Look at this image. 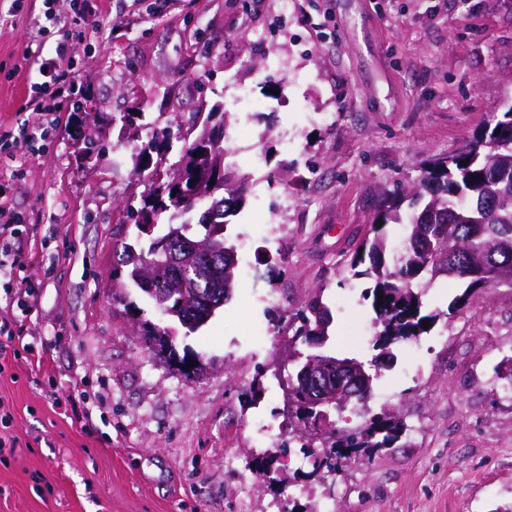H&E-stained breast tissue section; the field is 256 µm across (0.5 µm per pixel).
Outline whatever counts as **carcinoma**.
Listing matches in <instances>:
<instances>
[{"label": "carcinoma", "mask_w": 512, "mask_h": 512, "mask_svg": "<svg viewBox=\"0 0 512 512\" xmlns=\"http://www.w3.org/2000/svg\"><path fill=\"white\" fill-rule=\"evenodd\" d=\"M207 129L195 135L183 128L179 116L155 129L149 141L134 154V168L147 183L140 199L128 197L115 203L113 212L121 223L137 229V237L147 234L146 227L158 225L160 216L170 210L187 214L206 202L216 209L212 224L205 231H221L224 255L213 261L202 255L181 253L178 260L154 272L151 287L140 290L162 314L180 324L195 321L205 325L213 316L207 301L214 295L229 301L238 281L236 247L227 242L226 218L243 201L245 183L226 161L223 144L203 142ZM182 143L179 159L162 167L174 143ZM220 165L223 177L212 185L205 180L208 170ZM195 182L202 186L203 198L186 200L173 190ZM408 226L405 244L392 246L378 223ZM371 230L373 239L365 240L350 261L353 276L373 280L365 292L372 298L378 332L374 347L380 353L370 367L356 358H338L326 351L328 329L333 321L331 309L320 294L314 293L288 317L292 341L300 342L308 352L288 354L293 370L288 374V400L295 402L298 438L303 454L313 459L312 472L322 468L340 470L359 456H371L393 448L407 426L393 412H383L352 426L343 416L345 409L364 406L371 395L379 371L393 365L397 344L424 333L423 321L433 324L440 313H422V289L438 277L462 282L464 291L455 303L464 304L478 290L505 286L512 289V107L492 116L482 134L469 141L465 154L453 153L431 160L422 168L417 183L385 196L379 205ZM370 267L361 270L364 257ZM382 305H377V300ZM144 342L166 363L182 362L171 339L155 343L157 330L151 322L142 324ZM323 361L324 381L336 383V366L348 365L359 376L362 394L328 410L329 424L323 435L317 434L318 413L305 404V391L299 373L310 362Z\"/></svg>", "instance_id": "obj_1"}]
</instances>
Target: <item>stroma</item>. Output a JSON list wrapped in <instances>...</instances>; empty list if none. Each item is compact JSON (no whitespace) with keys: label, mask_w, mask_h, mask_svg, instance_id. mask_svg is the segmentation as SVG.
<instances>
[{"label":"stroma","mask_w":512,"mask_h":512,"mask_svg":"<svg viewBox=\"0 0 512 512\" xmlns=\"http://www.w3.org/2000/svg\"><path fill=\"white\" fill-rule=\"evenodd\" d=\"M40 11L0 10V132L35 120L37 67L23 57L35 40L97 106L109 148L85 161L66 109L42 150L0 160V198L23 217L0 271V321L14 332L0 335V512H512V397L496 374L512 357L504 287L461 309L459 282L426 288L439 319L398 346L368 401L409 426L396 447L316 475L294 445L270 483L251 426L262 413L280 439L291 429L277 382L291 343L272 302L321 293L329 350L375 355L370 281L352 278L350 259L381 198L512 107V0H106L96 20L44 30ZM134 101L153 121L177 112L200 127L223 113L224 147L248 178L231 240L256 238L276 259L255 262L194 332L115 273L137 230L113 203L145 189ZM24 280L36 286L25 299ZM146 321L206 371L156 360Z\"/></svg>","instance_id":"obj_1"}]
</instances>
